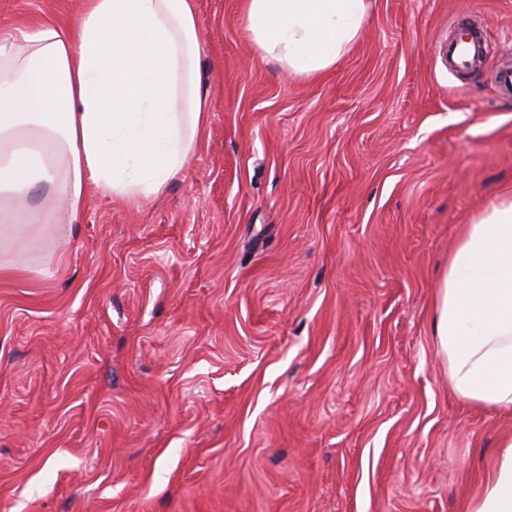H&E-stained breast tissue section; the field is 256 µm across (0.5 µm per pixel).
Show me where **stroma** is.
<instances>
[{
  "instance_id": "obj_1",
  "label": "stroma",
  "mask_w": 512,
  "mask_h": 512,
  "mask_svg": "<svg viewBox=\"0 0 512 512\" xmlns=\"http://www.w3.org/2000/svg\"><path fill=\"white\" fill-rule=\"evenodd\" d=\"M209 121L166 192L90 194L0 276V512H468L512 417L431 333L461 226L512 193V0H369L318 78L193 0ZM83 0H0V34ZM469 16V79L439 47ZM450 29L465 32L466 39L448 36L444 56L449 74L457 77L475 71L489 53L486 29L469 17L456 19Z\"/></svg>"
}]
</instances>
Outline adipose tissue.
Wrapping results in <instances>:
<instances>
[{
    "label": "adipose tissue",
    "instance_id": "1",
    "mask_svg": "<svg viewBox=\"0 0 512 512\" xmlns=\"http://www.w3.org/2000/svg\"><path fill=\"white\" fill-rule=\"evenodd\" d=\"M368 0H242L263 57L298 76L355 43ZM192 0H85L68 25L41 18L0 35V275L44 270L89 191L165 193L207 123ZM432 334L454 391L512 410V197L479 212L448 257ZM469 512H512V436Z\"/></svg>",
    "mask_w": 512,
    "mask_h": 512
}]
</instances>
